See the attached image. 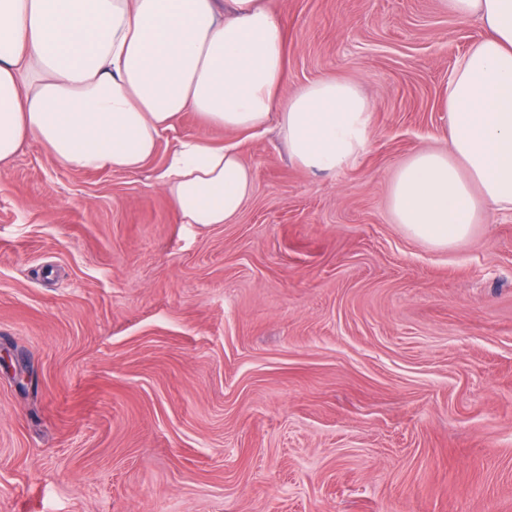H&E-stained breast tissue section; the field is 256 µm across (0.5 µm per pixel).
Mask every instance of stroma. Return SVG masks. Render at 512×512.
Wrapping results in <instances>:
<instances>
[{
	"label": "stroma",
	"mask_w": 512,
	"mask_h": 512,
	"mask_svg": "<svg viewBox=\"0 0 512 512\" xmlns=\"http://www.w3.org/2000/svg\"><path fill=\"white\" fill-rule=\"evenodd\" d=\"M286 91L373 110L358 164L312 175L276 128L183 115L144 170L37 142L0 171V512H512V212L435 248L389 209L448 145V77L484 35L441 0H267ZM254 172L232 224H183L180 139Z\"/></svg>",
	"instance_id": "stroma-1"
}]
</instances>
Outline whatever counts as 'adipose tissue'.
<instances>
[{"label":"adipose tissue","mask_w":512,"mask_h":512,"mask_svg":"<svg viewBox=\"0 0 512 512\" xmlns=\"http://www.w3.org/2000/svg\"><path fill=\"white\" fill-rule=\"evenodd\" d=\"M443 2L479 17L485 35L445 92L448 148L414 153L389 197L411 236L445 248L512 210V0ZM286 47L266 0H0V169L35 140L69 169L136 173L186 112L230 132L276 122L312 174L354 167L370 101L336 77L285 92ZM156 182L181 223L229 224L254 175L235 145L189 137Z\"/></svg>","instance_id":"1"}]
</instances>
